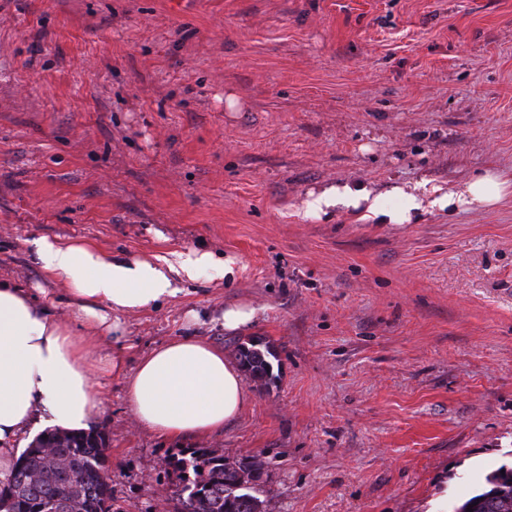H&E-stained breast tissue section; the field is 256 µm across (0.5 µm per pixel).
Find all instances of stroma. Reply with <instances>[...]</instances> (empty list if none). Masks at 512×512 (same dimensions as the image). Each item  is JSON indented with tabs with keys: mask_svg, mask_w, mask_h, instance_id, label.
Instances as JSON below:
<instances>
[{
	"mask_svg": "<svg viewBox=\"0 0 512 512\" xmlns=\"http://www.w3.org/2000/svg\"><path fill=\"white\" fill-rule=\"evenodd\" d=\"M487 173L494 206H435ZM329 185L384 214L308 215ZM396 186L423 202L403 224ZM40 237L231 259L123 315L129 362L182 336L276 353L206 438L141 429L101 381L121 512H170L180 448L260 458L269 512L456 505L512 464V0H0V279L62 315ZM255 313V309L248 305H236L224 308L220 320L224 330L237 332L252 323Z\"/></svg>",
	"mask_w": 512,
	"mask_h": 512,
	"instance_id": "1",
	"label": "stroma"
}]
</instances>
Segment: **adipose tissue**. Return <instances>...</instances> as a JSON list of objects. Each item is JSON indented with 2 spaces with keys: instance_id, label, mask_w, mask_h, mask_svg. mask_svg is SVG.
Returning a JSON list of instances; mask_svg holds the SVG:
<instances>
[{
  "instance_id": "1",
  "label": "adipose tissue",
  "mask_w": 512,
  "mask_h": 512,
  "mask_svg": "<svg viewBox=\"0 0 512 512\" xmlns=\"http://www.w3.org/2000/svg\"><path fill=\"white\" fill-rule=\"evenodd\" d=\"M501 194L497 177L486 174L438 203L491 205ZM36 247L47 274L67 287L71 319L51 316L33 291L0 281V478L10 473L19 455L13 443L37 410L65 431L99 422V376H122L136 425L165 438H204L242 415L251 394L238 364L202 337L172 340L132 367L122 349L99 348L103 337L122 333V314L160 305L175 295L174 278L191 280L216 266L212 253L127 260L48 237Z\"/></svg>"
}]
</instances>
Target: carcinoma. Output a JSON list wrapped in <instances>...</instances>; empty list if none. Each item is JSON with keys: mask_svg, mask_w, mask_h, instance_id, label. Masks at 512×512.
<instances>
[{"mask_svg": "<svg viewBox=\"0 0 512 512\" xmlns=\"http://www.w3.org/2000/svg\"><path fill=\"white\" fill-rule=\"evenodd\" d=\"M249 376L270 379L274 352L251 344L240 348ZM103 432L43 431L0 480V512H112V481L105 468ZM176 479L173 512H267L257 496L264 462L257 457L230 461L214 448H181L169 460ZM512 512V466H500L486 486L454 512Z\"/></svg>", "mask_w": 512, "mask_h": 512, "instance_id": "obj_1", "label": "carcinoma"}]
</instances>
